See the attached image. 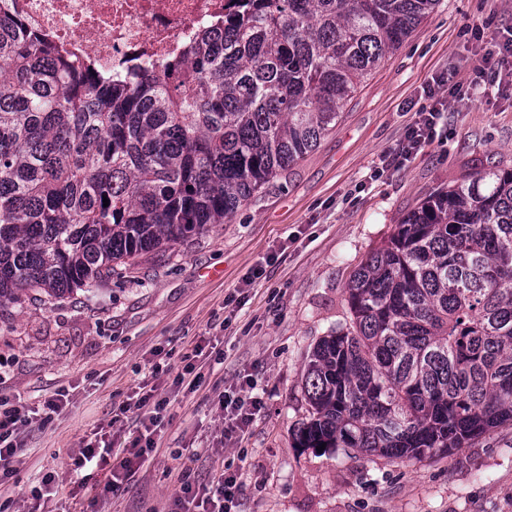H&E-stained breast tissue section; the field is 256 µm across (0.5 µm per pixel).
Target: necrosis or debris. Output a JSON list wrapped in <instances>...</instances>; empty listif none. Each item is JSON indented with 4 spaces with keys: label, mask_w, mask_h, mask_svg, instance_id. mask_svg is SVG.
<instances>
[{
    "label": "necrosis or debris",
    "mask_w": 512,
    "mask_h": 512,
    "mask_svg": "<svg viewBox=\"0 0 512 512\" xmlns=\"http://www.w3.org/2000/svg\"><path fill=\"white\" fill-rule=\"evenodd\" d=\"M231 0H0L64 57L117 74L180 55L200 33L224 25Z\"/></svg>",
    "instance_id": "1"
}]
</instances>
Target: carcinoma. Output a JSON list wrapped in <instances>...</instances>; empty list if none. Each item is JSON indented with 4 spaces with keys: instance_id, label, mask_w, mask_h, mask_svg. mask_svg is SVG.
Here are the masks:
<instances>
[{
    "instance_id": "cac0c4a2",
    "label": "carcinoma",
    "mask_w": 512,
    "mask_h": 512,
    "mask_svg": "<svg viewBox=\"0 0 512 512\" xmlns=\"http://www.w3.org/2000/svg\"><path fill=\"white\" fill-rule=\"evenodd\" d=\"M238 2L185 57L119 80L0 20V304L89 290L233 217L437 0ZM347 303L307 357L299 447L404 461L512 422V169L431 193Z\"/></svg>"
}]
</instances>
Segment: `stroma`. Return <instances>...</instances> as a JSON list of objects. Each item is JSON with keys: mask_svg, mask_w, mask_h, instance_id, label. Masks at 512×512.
I'll return each mask as SVG.
<instances>
[{"mask_svg": "<svg viewBox=\"0 0 512 512\" xmlns=\"http://www.w3.org/2000/svg\"><path fill=\"white\" fill-rule=\"evenodd\" d=\"M509 28L512 0H439L320 145L230 220L139 255L132 272L91 290L0 305V389L32 412L0 512H171L182 479L208 494L224 474L242 486L240 512H512V424L404 462L294 442L311 411L307 356L348 321L360 264L435 189L476 165L512 168V78L470 67ZM441 74L448 83L427 93ZM439 101L432 140L389 160ZM198 345L200 385L175 384ZM150 388L171 400L153 459L121 495L100 499L93 480L77 487L69 452L105 432L128 445L141 420L115 411ZM251 391L263 408L226 440L225 394ZM58 392L65 407L45 415Z\"/></svg>", "mask_w": 512, "mask_h": 512, "instance_id": "1", "label": "stroma"}]
</instances>
